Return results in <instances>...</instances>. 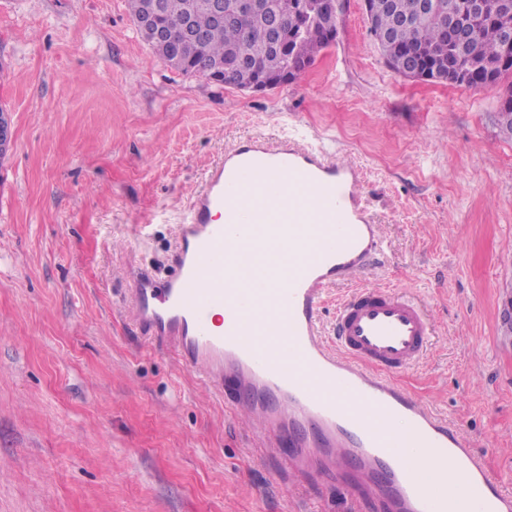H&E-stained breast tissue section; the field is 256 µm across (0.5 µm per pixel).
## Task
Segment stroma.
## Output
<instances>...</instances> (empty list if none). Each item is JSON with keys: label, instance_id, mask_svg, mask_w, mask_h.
<instances>
[{"label": "stroma", "instance_id": "35a3bbf8", "mask_svg": "<svg viewBox=\"0 0 512 512\" xmlns=\"http://www.w3.org/2000/svg\"><path fill=\"white\" fill-rule=\"evenodd\" d=\"M338 29L297 80L247 92L167 66L125 0H0V512H350L122 315L130 271L171 275L205 172L251 135L362 167L387 250L357 283L420 296L436 331L401 382L512 487V77L394 74L361 0Z\"/></svg>", "mask_w": 512, "mask_h": 512}]
</instances>
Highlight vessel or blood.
Segmentation results:
<instances>
[{"instance_id":"1","label":"vessel or blood","mask_w":512,"mask_h":512,"mask_svg":"<svg viewBox=\"0 0 512 512\" xmlns=\"http://www.w3.org/2000/svg\"><path fill=\"white\" fill-rule=\"evenodd\" d=\"M362 183L358 164L296 138L240 140L187 210L173 275L130 277V320L246 409L262 447L284 449L301 479L335 473L377 512H512V488L461 426L397 381L432 350L419 299L360 287L323 325L330 288L386 246ZM252 227L261 237L227 253L225 242ZM279 244L290 252L279 273L254 263L253 252ZM217 308L227 315L220 331Z\"/></svg>"}]
</instances>
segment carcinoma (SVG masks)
Instances as JSON below:
<instances>
[{
	"label": "carcinoma",
	"instance_id": "cac0c4a2",
	"mask_svg": "<svg viewBox=\"0 0 512 512\" xmlns=\"http://www.w3.org/2000/svg\"><path fill=\"white\" fill-rule=\"evenodd\" d=\"M161 5L160 22L174 41L169 52L164 41L144 29L142 38L170 68L199 75L217 84L243 89L260 77L284 84L283 74L294 75L312 66L318 54L332 44L338 17L313 13L303 0H261L263 13L245 12L236 23L215 22L214 0H126L133 21H139L149 4ZM498 0H372L368 18L374 39L385 38L380 51L398 76L407 75L419 62L430 63V81L477 89L486 86L488 68L498 65L495 80L512 76V42L505 41L498 21ZM453 15L463 36L459 45L443 36L448 15ZM249 27V37L242 28ZM501 135L512 138V94L497 112Z\"/></svg>",
	"mask_w": 512,
	"mask_h": 512
}]
</instances>
